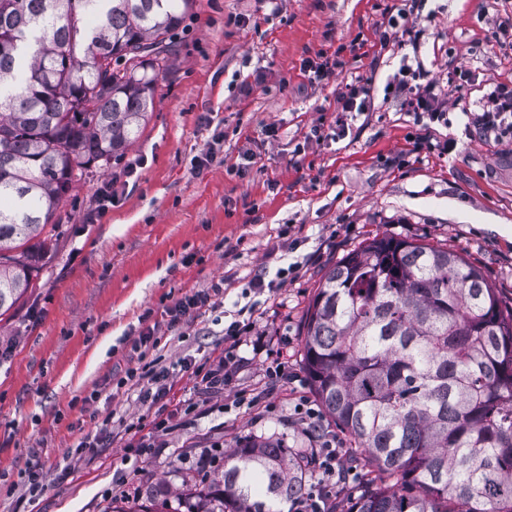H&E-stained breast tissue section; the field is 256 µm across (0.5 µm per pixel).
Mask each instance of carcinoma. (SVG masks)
<instances>
[{
  "label": "carcinoma",
  "mask_w": 512,
  "mask_h": 512,
  "mask_svg": "<svg viewBox=\"0 0 512 512\" xmlns=\"http://www.w3.org/2000/svg\"><path fill=\"white\" fill-rule=\"evenodd\" d=\"M195 0H0V311L77 179L135 140ZM301 366L368 475L345 512H512V307L454 252L375 235L325 275ZM312 461L238 437L188 512H284Z\"/></svg>",
  "instance_id": "obj_1"
}]
</instances>
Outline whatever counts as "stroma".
Wrapping results in <instances>:
<instances>
[{"mask_svg":"<svg viewBox=\"0 0 512 512\" xmlns=\"http://www.w3.org/2000/svg\"><path fill=\"white\" fill-rule=\"evenodd\" d=\"M403 9L413 23L380 46ZM507 16L512 0H196L147 122L60 205L33 288L0 319V512H186L182 495L223 473L202 468L205 449L272 433L308 451L344 444L306 413L319 403L304 322L329 269L375 234L458 253L512 306V140L469 136L453 111L430 134L448 152H419L420 128L383 98L415 50L450 102L476 106L512 80V36L493 24ZM340 47L341 74L304 77L303 60ZM452 63L475 81L449 84ZM356 76L374 106L339 139L337 93ZM260 273L282 286L255 293ZM202 290L211 306L168 330L166 308ZM243 308L253 332L226 335ZM151 327L158 349L137 348ZM228 352V380L205 388L196 368ZM156 358L172 373L165 403L117 388ZM133 423L149 448L139 460L125 450ZM34 466L32 495L20 475Z\"/></svg>","mask_w":512,"mask_h":512,"instance_id":"obj_1","label":"stroma"}]
</instances>
